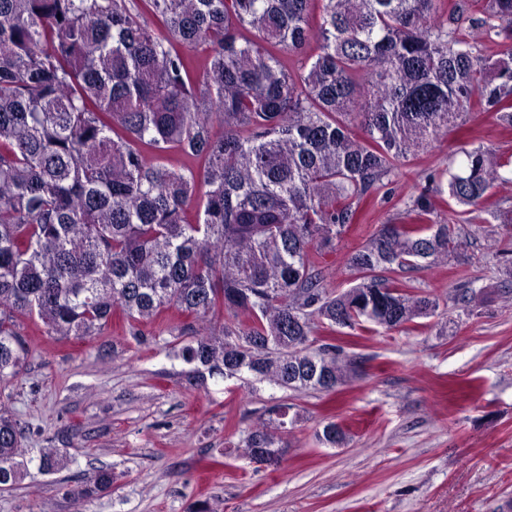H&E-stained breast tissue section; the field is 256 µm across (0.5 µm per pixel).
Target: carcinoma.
Listing matches in <instances>:
<instances>
[{
	"label": "carcinoma",
	"instance_id": "carcinoma-1",
	"mask_svg": "<svg viewBox=\"0 0 512 512\" xmlns=\"http://www.w3.org/2000/svg\"><path fill=\"white\" fill-rule=\"evenodd\" d=\"M473 112L512 127V0H0V382L26 364L29 322L83 338L120 314L146 344L140 326L174 307L190 384L338 391L355 363L315 331L435 315L387 274L457 256L512 159L479 145L428 176L407 220L350 255L343 292L311 252L336 251ZM445 187L464 210L435 220ZM293 408L249 429L253 461L279 463ZM23 438L0 404L1 487L23 476ZM65 466L40 449V472ZM111 484L100 470L70 496Z\"/></svg>",
	"mask_w": 512,
	"mask_h": 512
}]
</instances>
